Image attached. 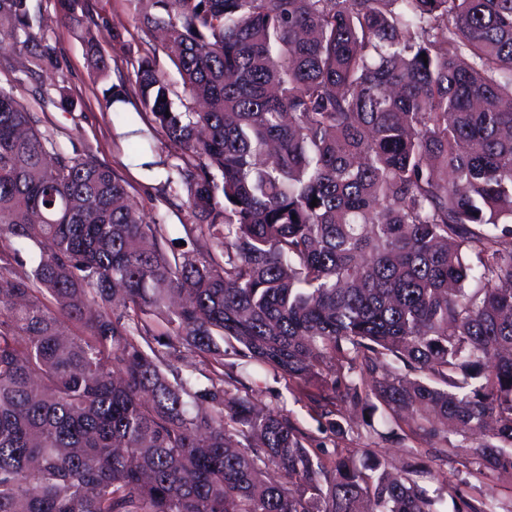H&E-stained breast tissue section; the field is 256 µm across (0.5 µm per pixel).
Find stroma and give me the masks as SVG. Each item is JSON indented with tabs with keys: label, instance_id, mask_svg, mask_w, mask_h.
<instances>
[{
	"label": "stroma",
	"instance_id": "stroma-1",
	"mask_svg": "<svg viewBox=\"0 0 512 512\" xmlns=\"http://www.w3.org/2000/svg\"><path fill=\"white\" fill-rule=\"evenodd\" d=\"M41 14L37 38L56 48L55 66L46 68L44 81L51 88L48 99L33 97L30 82H18L25 62L19 50L0 52V86L12 88L40 119V128L51 134L66 150L115 170L130 184L131 204L147 217H162L168 226L169 243L182 237L188 221L183 201L167 202L159 184L167 176V165L177 164L173 149L161 135L143 139L146 125L137 112L129 111L121 124H113L111 113L101 106L107 84H131L134 66L142 49V33L129 0H86L90 13L98 20L100 48L110 65L108 80L97 79L89 65L85 46L77 34L65 25L60 0H34ZM254 402L261 407L288 414L306 434L310 447L362 448L368 443L360 419H353L345 439H338L327 419L321 418L314 403L315 386L300 385L286 377L264 373L247 378Z\"/></svg>",
	"mask_w": 512,
	"mask_h": 512
}]
</instances>
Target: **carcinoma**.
<instances>
[{"label":"carcinoma","instance_id":"1","mask_svg":"<svg viewBox=\"0 0 512 512\" xmlns=\"http://www.w3.org/2000/svg\"><path fill=\"white\" fill-rule=\"evenodd\" d=\"M130 2L202 104L139 56L138 112L182 161L161 192L214 250L167 248L0 87V512H512V486L469 492L512 479V0ZM64 20L106 79L85 0ZM38 24L0 0L18 82L51 56ZM105 98L115 123L129 92ZM226 357L431 447L310 448ZM180 350L181 352L176 351L171 354V360L175 366L179 367L183 373L193 372L196 377L203 380L202 375L209 374L212 369V357L189 353L183 348Z\"/></svg>","mask_w":512,"mask_h":512}]
</instances>
